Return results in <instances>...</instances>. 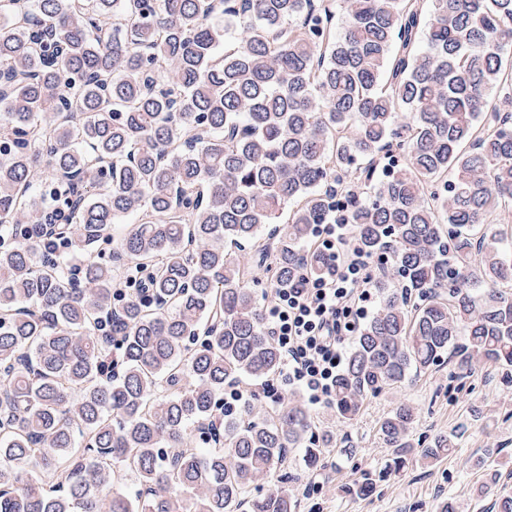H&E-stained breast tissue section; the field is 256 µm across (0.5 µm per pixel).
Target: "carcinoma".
<instances>
[{"label": "carcinoma", "instance_id": "cac0c4a2", "mask_svg": "<svg viewBox=\"0 0 512 512\" xmlns=\"http://www.w3.org/2000/svg\"><path fill=\"white\" fill-rule=\"evenodd\" d=\"M0 122V234L50 189L73 217L70 256L0 244V512H297L270 476L332 436L296 397L255 419L222 396L279 371L250 284L319 271L343 192L401 288L336 416L446 355L512 380V236L473 234L512 224V0H0ZM415 418L379 422L389 467L455 447H413Z\"/></svg>", "mask_w": 512, "mask_h": 512}]
</instances>
